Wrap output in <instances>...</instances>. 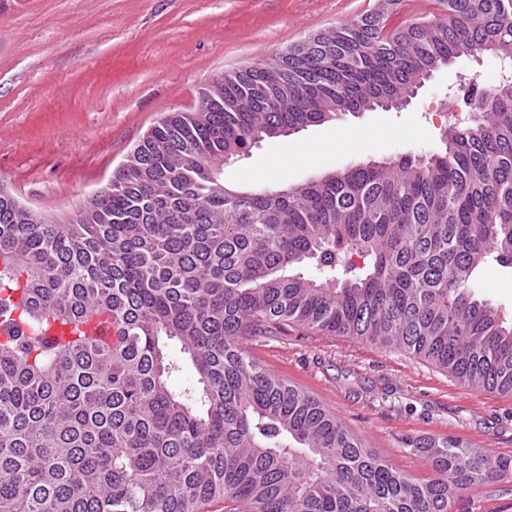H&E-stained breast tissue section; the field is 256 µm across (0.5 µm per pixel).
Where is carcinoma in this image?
Masks as SVG:
<instances>
[{
    "label": "carcinoma",
    "mask_w": 512,
    "mask_h": 512,
    "mask_svg": "<svg viewBox=\"0 0 512 512\" xmlns=\"http://www.w3.org/2000/svg\"><path fill=\"white\" fill-rule=\"evenodd\" d=\"M400 2L215 78L66 224L0 187V512H454L512 481L511 457L452 438L417 447L435 476L400 472L243 347L352 338L512 396V321L475 293L489 261L512 269V87L479 91L429 156L224 185L226 153L374 111L425 60L512 49V0L392 27ZM100 315L107 342L48 335Z\"/></svg>",
    "instance_id": "1"
}]
</instances>
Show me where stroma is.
Listing matches in <instances>:
<instances>
[{
    "label": "stroma",
    "instance_id": "obj_1",
    "mask_svg": "<svg viewBox=\"0 0 512 512\" xmlns=\"http://www.w3.org/2000/svg\"><path fill=\"white\" fill-rule=\"evenodd\" d=\"M376 0H0V185L64 223L82 211L164 115L193 111L217 76L358 20ZM499 59L462 56L404 108L346 113L263 140L224 167L239 191L441 148L462 78ZM478 294L512 318V269L485 267ZM272 374L301 385L385 463L432 477L413 443L458 437L512 456V398L475 392L433 365L344 337L248 340ZM463 512H512V482L463 494Z\"/></svg>",
    "mask_w": 512,
    "mask_h": 512
}]
</instances>
